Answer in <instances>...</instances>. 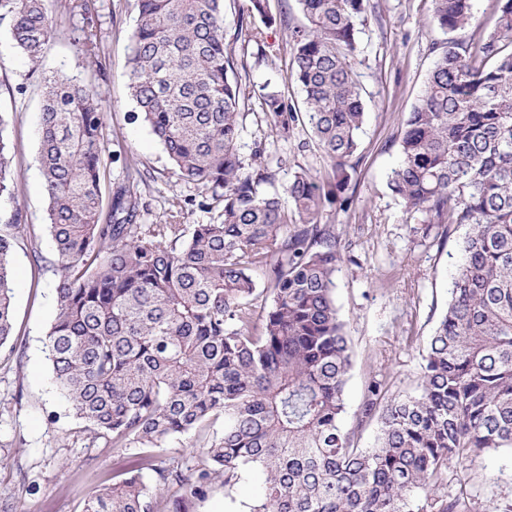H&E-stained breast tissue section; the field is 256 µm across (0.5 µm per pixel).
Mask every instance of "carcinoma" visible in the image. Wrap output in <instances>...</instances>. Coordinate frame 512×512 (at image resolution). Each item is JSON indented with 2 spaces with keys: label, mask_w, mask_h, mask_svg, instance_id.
Returning <instances> with one entry per match:
<instances>
[{
  "label": "carcinoma",
  "mask_w": 512,
  "mask_h": 512,
  "mask_svg": "<svg viewBox=\"0 0 512 512\" xmlns=\"http://www.w3.org/2000/svg\"><path fill=\"white\" fill-rule=\"evenodd\" d=\"M242 12L269 25L267 0ZM444 33L483 30L473 47L449 38L405 120L401 162L389 186L424 230L467 224L451 299L427 346L420 391L385 398L367 386L361 421L375 420L371 448L342 426L352 365L334 296L342 260L324 204L342 198L365 109L351 57L369 0H297L305 23L289 26L287 79L303 106L268 83L250 92L224 37V0H130L136 15L127 87L163 146L187 203L210 214L183 224L181 211L140 223L147 173L125 159L104 208V106L92 87L44 79L40 165L49 232L60 271L57 315L47 335L53 382L74 419L114 448H140L139 473L89 496L84 512H164L143 481L154 474L203 497L220 478L225 495L257 469L262 493L241 512H467L457 499L414 492L434 486L448 462L512 449V0H497L494 26L475 22L472 0H433ZM97 0H0V24L34 65L53 29L81 17L82 51H99ZM255 99L283 140L309 125L331 162L269 192L273 174L239 152L242 105ZM0 111V196L15 175ZM0 227V345L12 330L10 228ZM267 273L259 308L253 277ZM224 434L195 464L162 458L174 437Z\"/></svg>",
  "instance_id": "carcinoma-1"
}]
</instances>
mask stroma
Returning a JSON list of instances; mask_svg holds the SVG:
<instances>
[{"instance_id":"stroma-1","label":"stroma","mask_w":512,"mask_h":512,"mask_svg":"<svg viewBox=\"0 0 512 512\" xmlns=\"http://www.w3.org/2000/svg\"><path fill=\"white\" fill-rule=\"evenodd\" d=\"M375 10L361 27L354 76L365 101L360 147L352 158L342 206L325 204L322 223L333 225L346 258L336 271V305L346 324L352 367L346 386L342 423L359 447H372L377 422L359 424L366 387L380 382L386 396L417 395L428 338L446 310L453 277L462 257L468 226H452L449 236L425 232L417 216L406 212L392 194L389 180L400 162L403 121L420 94L435 61L433 44L447 37L432 25V0H372ZM243 0H225L224 33L247 69L242 82L254 87L280 84L289 100L302 99L299 87L285 82L289 25L303 24L295 0H268L289 25L264 29L267 60L256 63L250 28L239 19ZM94 19L100 52L90 58L77 49L81 19L53 33L39 66H32L12 45L0 25V110L9 124L5 133L17 179L14 195L0 197V225L14 212L22 222L14 229L11 267L14 279L13 334L0 346V512H83L85 499L117 473L138 468L139 451L114 453L108 439L85 430L68 414L66 399L52 382L46 336L57 312V261L48 229L47 203L39 166V127L43 80L62 74L93 84L107 100L106 183L123 177L127 157L137 158L152 176L141 203L142 220L166 219L173 201L194 194L181 183L137 108L126 84L133 15L127 0H98ZM311 132L299 126L286 140L271 132L259 108L243 117L241 154L262 150L275 170L274 191L300 169L321 176L329 165L311 147ZM264 476L248 471L232 495L213 481L199 498L178 488L163 490L166 512H237L254 498ZM432 496L460 499L469 512H512V450L490 452L475 461L454 460Z\"/></svg>"}]
</instances>
